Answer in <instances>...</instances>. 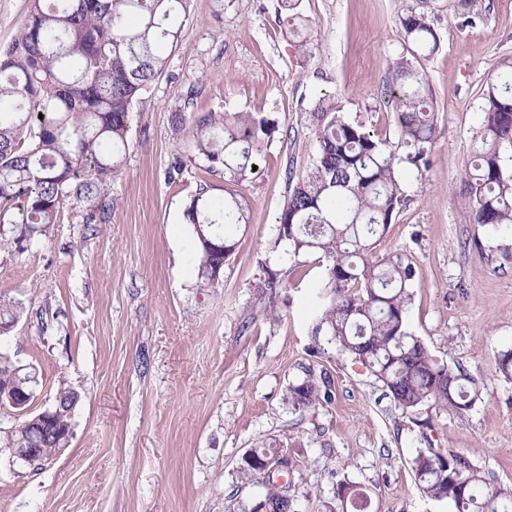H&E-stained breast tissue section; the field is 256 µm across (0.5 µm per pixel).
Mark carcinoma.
<instances>
[{
	"label": "carcinoma",
	"mask_w": 512,
	"mask_h": 512,
	"mask_svg": "<svg viewBox=\"0 0 512 512\" xmlns=\"http://www.w3.org/2000/svg\"><path fill=\"white\" fill-rule=\"evenodd\" d=\"M11 44L0 50V246L24 254L60 220L64 201L98 199L122 166L129 147L130 112L166 67L163 49L182 32L189 0H29ZM299 0H281L285 33L301 34L308 20ZM400 16L410 57L397 59L386 87L394 109L392 135L352 122L332 95L318 98L312 117L318 149L310 172L290 185L277 218L274 247L294 258L321 255L325 277L317 293L314 335L325 332L383 384L404 413L432 403L460 413L480 399L475 380L457 366L437 362L407 327L414 265L400 256L375 259L372 238L382 234L404 202L398 166L429 164L438 138L426 74L413 65L438 52L431 0ZM460 23L482 21L478 0H457ZM482 120L462 178L473 223L512 231V175L501 150L512 145V58L503 59L481 92ZM189 126V160L224 178V197L200 187L184 215L193 226L198 279L219 282L235 243L232 225L245 223L247 201L233 189L255 174V146L277 126L260 112L173 115ZM20 370L0 352V385L25 388ZM288 386V405L314 408L331 401V381L309 366ZM79 393L61 383L54 406L71 418ZM71 431L17 419L0 430V448L39 449L42 460L68 447ZM413 471L425 497L447 501L453 512H512V492L484 477L463 456L427 448ZM263 468L242 462L239 474L259 480L260 512H294L293 499ZM349 512H367L351 483L337 487Z\"/></svg>",
	"instance_id": "carcinoma-1"
}]
</instances>
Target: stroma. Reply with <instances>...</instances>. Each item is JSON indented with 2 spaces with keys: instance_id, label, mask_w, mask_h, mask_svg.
<instances>
[{
  "instance_id": "obj_1",
  "label": "stroma",
  "mask_w": 512,
  "mask_h": 512,
  "mask_svg": "<svg viewBox=\"0 0 512 512\" xmlns=\"http://www.w3.org/2000/svg\"><path fill=\"white\" fill-rule=\"evenodd\" d=\"M416 4L301 0L302 49L281 30L280 0H189L164 73L131 114L107 210L69 198L39 248L0 250V305L17 310L0 350L38 367L36 408L62 381L80 394L69 446L50 461L33 468L0 451V512H239L266 493L238 472L262 446L293 458L297 512H339L333 490L345 482L368 495V512H452L415 479L413 460L430 445L512 490V382L496 371L512 349V233L473 223L459 192L481 91L512 58V0H483L482 22L466 28L456 0H435L441 47L422 68L437 144L427 169L400 165L405 203L372 250L413 262L408 329L437 361L460 365L480 400L462 413H402L368 369L313 335L319 256L272 247L289 175L313 166L319 96L392 131L384 87L408 52L397 19ZM183 108L260 112L278 126L258 147V174L237 187L249 219L232 227L235 251L209 288L184 207L203 184L223 196L224 180L181 163L172 114ZM271 270L279 285L269 289ZM308 365L329 374L332 400L291 408L288 385Z\"/></svg>"
}]
</instances>
